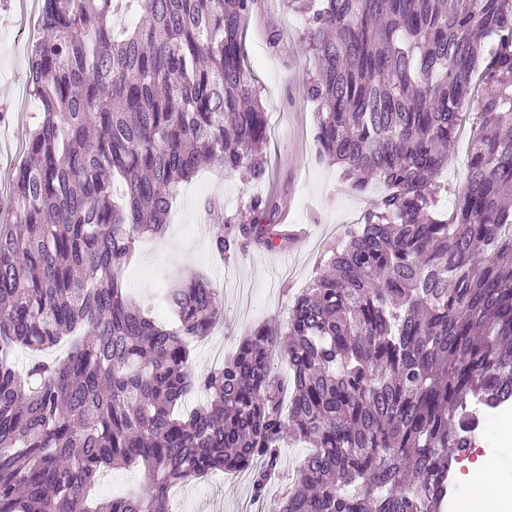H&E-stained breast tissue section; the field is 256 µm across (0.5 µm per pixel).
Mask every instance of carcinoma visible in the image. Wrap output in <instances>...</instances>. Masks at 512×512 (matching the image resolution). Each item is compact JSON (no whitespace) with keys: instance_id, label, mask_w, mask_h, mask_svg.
<instances>
[{"instance_id":"1","label":"carcinoma","mask_w":512,"mask_h":512,"mask_svg":"<svg viewBox=\"0 0 512 512\" xmlns=\"http://www.w3.org/2000/svg\"><path fill=\"white\" fill-rule=\"evenodd\" d=\"M257 2L42 0L28 81L41 108L0 220V512H168L172 486L244 468L260 498L290 439L311 451L279 512H443L484 414L512 404V0H284L316 60L317 159L355 193L383 191L286 325L257 327L204 376L190 340L224 319L215 289H166L170 327L129 295L128 257L163 235L180 184L215 162L266 174L242 47ZM465 117L448 214L438 174ZM278 212L250 197L211 250L282 247ZM63 341V357L14 368L16 349ZM193 392L205 403L175 413ZM114 466L142 470L143 491L88 499ZM469 124H464L458 134L454 153L448 168L440 173V180L448 182V196L441 198L440 207L444 211L450 212L456 202L458 192L464 186V178L467 169L468 155H469Z\"/></svg>"}]
</instances>
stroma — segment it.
Masks as SVG:
<instances>
[{
    "mask_svg": "<svg viewBox=\"0 0 512 512\" xmlns=\"http://www.w3.org/2000/svg\"><path fill=\"white\" fill-rule=\"evenodd\" d=\"M41 0H10L0 6V197L10 191L34 117L40 105L28 92V58L40 36L36 20ZM304 22L284 9L282 0H258L246 22L245 62L253 73L260 103L267 115L268 177L246 181L242 173L215 163L181 184L168 226L158 240L137 243L125 273L126 286L141 298L157 300L169 282L192 269L202 270L224 307V323L191 345L192 369H212V354H232L241 336L276 320L286 322L293 297L320 270L326 245L337 240L381 190L372 184L365 194L346 191L340 168L318 162L315 154L317 102L305 99L303 88L315 61L300 45ZM277 46H270L271 35ZM469 129L461 127L453 156L440 174L448 196L440 207L452 210L464 185L469 155ZM271 195L287 210L291 223L306 227L308 236L283 249H250L219 258L209 246L206 226L223 223L252 194ZM219 208L209 213L207 200ZM253 497L251 474L214 472L172 489L169 512H241Z\"/></svg>",
    "mask_w": 512,
    "mask_h": 512,
    "instance_id": "obj_1",
    "label": "stroma"
}]
</instances>
